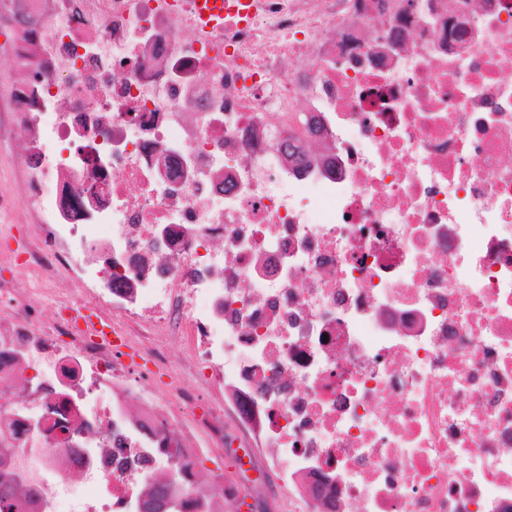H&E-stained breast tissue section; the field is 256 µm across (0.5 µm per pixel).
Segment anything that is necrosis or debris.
Returning <instances> with one entry per match:
<instances>
[{
    "label": "necrosis or debris",
    "mask_w": 512,
    "mask_h": 512,
    "mask_svg": "<svg viewBox=\"0 0 512 512\" xmlns=\"http://www.w3.org/2000/svg\"><path fill=\"white\" fill-rule=\"evenodd\" d=\"M461 1L0 0L19 252L80 287L0 281V512H136L230 430L286 512H512V0ZM252 6L249 0H199L197 7L202 20L214 23L216 18H223L227 14L246 17ZM204 13H208V16H204Z\"/></svg>",
    "instance_id": "4bbe7bcc"
}]
</instances>
